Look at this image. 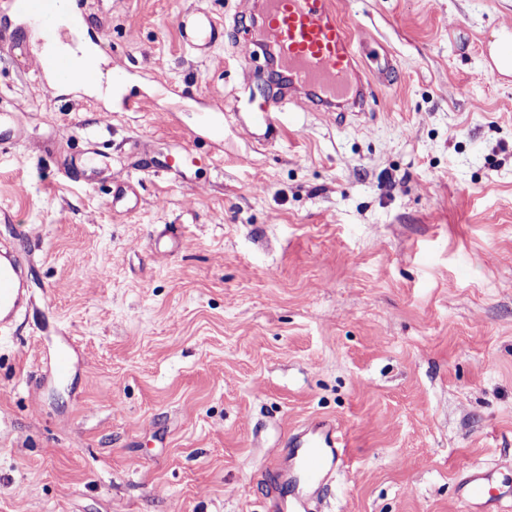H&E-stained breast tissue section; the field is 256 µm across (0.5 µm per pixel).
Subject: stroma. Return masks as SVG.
I'll list each match as a JSON object with an SVG mask.
<instances>
[{
	"mask_svg": "<svg viewBox=\"0 0 512 512\" xmlns=\"http://www.w3.org/2000/svg\"><path fill=\"white\" fill-rule=\"evenodd\" d=\"M83 2L77 44L107 30L137 108L46 94L26 28L0 52L22 133L0 239L31 259L0 340V512H280L267 471L314 418L351 448L313 512H465L479 466L512 488V78L488 73L512 0H336L361 77L389 59L390 83L344 125L285 104L271 144L236 110L267 92L234 39L200 56L175 26L248 29L255 0Z\"/></svg>",
	"mask_w": 512,
	"mask_h": 512,
	"instance_id": "1",
	"label": "stroma"
}]
</instances>
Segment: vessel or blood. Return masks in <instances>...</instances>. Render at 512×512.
Masks as SVG:
<instances>
[{"label": "vessel or blood", "instance_id": "obj_1", "mask_svg": "<svg viewBox=\"0 0 512 512\" xmlns=\"http://www.w3.org/2000/svg\"><path fill=\"white\" fill-rule=\"evenodd\" d=\"M0 10V44L11 39V27L18 22L36 28L41 46L32 65L35 73L52 72L47 93H56L69 83L74 73L86 81L99 79L93 56L69 49L74 35L70 19L80 13L82 0H5ZM258 33H236L244 57L261 48L266 64L277 67L289 90L302 92L308 105L336 113L347 121L350 111L364 110L373 95L372 85L359 79L357 51L362 43L336 17L333 0H261ZM181 41L198 55L208 54L224 42L222 20L196 10L176 20ZM249 123L255 136L272 141L281 121L276 110L263 105L252 110ZM28 266L17 249L0 255V334L10 333L13 324L28 305ZM288 460V512H310V501L332 475L342 470L349 459V442L329 421H320L290 435ZM463 499L470 512H484L498 504L492 492L490 473L471 470L462 480Z\"/></svg>", "mask_w": 512, "mask_h": 512}]
</instances>
